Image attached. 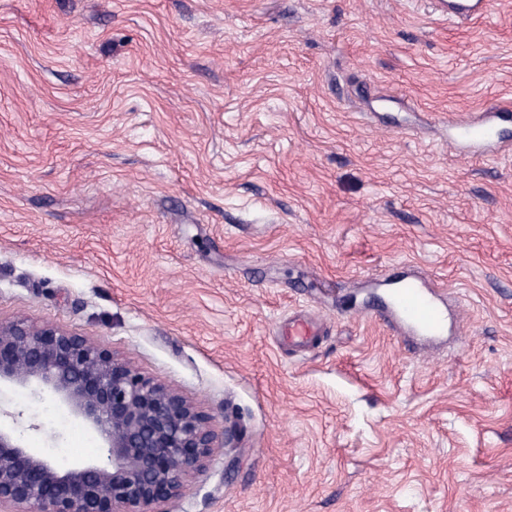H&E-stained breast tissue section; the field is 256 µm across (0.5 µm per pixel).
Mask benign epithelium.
I'll return each instance as SVG.
<instances>
[{"instance_id": "1", "label": "benign epithelium", "mask_w": 512, "mask_h": 512, "mask_svg": "<svg viewBox=\"0 0 512 512\" xmlns=\"http://www.w3.org/2000/svg\"><path fill=\"white\" fill-rule=\"evenodd\" d=\"M36 383L105 442L101 460L59 468L0 427V512H162L218 448L209 417L84 336L0 322V384Z\"/></svg>"}]
</instances>
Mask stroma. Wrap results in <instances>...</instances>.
<instances>
[{"mask_svg": "<svg viewBox=\"0 0 512 512\" xmlns=\"http://www.w3.org/2000/svg\"><path fill=\"white\" fill-rule=\"evenodd\" d=\"M493 104L512 0H0V321L233 430L165 512H512V155L447 141ZM419 270L465 314L428 348L371 314ZM0 425L103 453L27 387ZM439 10L456 21L468 22L479 18L487 11L485 0H437L434 2ZM321 327L317 321L310 316H296L288 320V325L282 327L281 336L288 343L298 347H307L320 336Z\"/></svg>", "mask_w": 512, "mask_h": 512, "instance_id": "obj_1", "label": "stroma"}]
</instances>
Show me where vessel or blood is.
Segmentation results:
<instances>
[{"label":"vessel or blood","instance_id":"obj_1","mask_svg":"<svg viewBox=\"0 0 512 512\" xmlns=\"http://www.w3.org/2000/svg\"><path fill=\"white\" fill-rule=\"evenodd\" d=\"M440 11L460 22L481 17L487 10L486 0H436ZM450 147L465 144L480 154L512 151V107L503 105L485 109L472 116L449 119ZM446 291L433 283L428 275L409 279L391 289L388 314L401 331L436 338L447 327ZM321 333L317 321L309 316H296L281 329L282 336L299 347L309 346Z\"/></svg>","mask_w":512,"mask_h":512}]
</instances>
